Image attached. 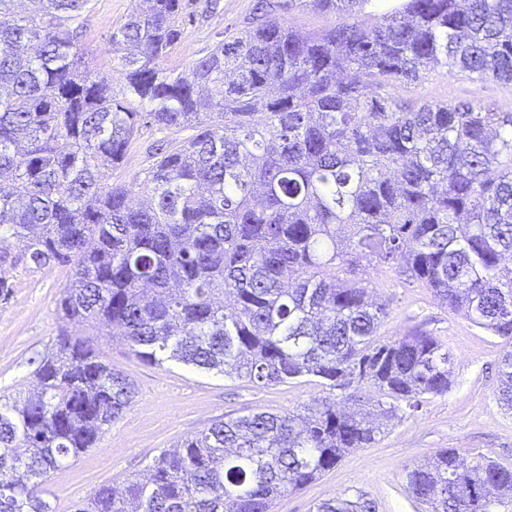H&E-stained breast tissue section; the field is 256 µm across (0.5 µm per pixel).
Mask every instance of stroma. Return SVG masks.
Wrapping results in <instances>:
<instances>
[{"label": "stroma", "mask_w": 512, "mask_h": 512, "mask_svg": "<svg viewBox=\"0 0 512 512\" xmlns=\"http://www.w3.org/2000/svg\"><path fill=\"white\" fill-rule=\"evenodd\" d=\"M257 0H220V9L184 22V38L165 58L169 69L188 67L227 30L252 16ZM138 0H92L83 21L82 40L93 52L92 69L121 92L127 71L109 42L114 27L135 11ZM403 98L429 101L467 99L497 110L512 109V87L495 81L476 83L464 74L434 71L422 83L399 86ZM162 134L142 128L129 145L122 164L109 181L132 186L143 180L152 159L150 148ZM373 292L388 301L389 315L378 330L381 340L424 329L452 355V383L447 394L425 399L418 409L389 426L377 443L350 451L303 490L278 498L273 512H312L320 501L365 492L376 512H426L404 489L406 468L442 448L460 457H493L512 466V411L497 400V363L505 339L479 327L462 314L440 306L430 288L410 283L389 268L371 270ZM69 280L61 265L12 268L8 298L0 297V397L15 398L33 391L35 357L55 351L61 332L94 335L92 327L63 321L60 293ZM104 361L131 378L136 397L124 415L105 426L96 445L50 473L49 500L55 512H74L101 485H121L144 473L162 450L201 431L217 420L254 411L285 413L322 398L316 382L257 388L243 379L205 373L181 364H147L120 340L94 336Z\"/></svg>", "instance_id": "35a3bbf8"}]
</instances>
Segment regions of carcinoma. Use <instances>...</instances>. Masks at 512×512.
Masks as SVG:
<instances>
[{
  "label": "carcinoma",
  "instance_id": "cac0c4a2",
  "mask_svg": "<svg viewBox=\"0 0 512 512\" xmlns=\"http://www.w3.org/2000/svg\"><path fill=\"white\" fill-rule=\"evenodd\" d=\"M0 0V265L70 267L59 310L139 359L255 386L317 379L337 400L216 421L145 475L75 512H271L448 392L452 358L414 331L382 341L388 304L358 277L388 266L512 346V111L403 99L436 69L512 85V0H312L339 21L302 33L261 14L187 69L161 62L187 0H140L112 30L121 94L89 67L91 0ZM168 142L139 189L107 184L142 127ZM497 396L512 410V349ZM0 401V512H53L46 477L136 397L94 340L64 335ZM381 399L357 406L363 386ZM432 512H512V467L445 448L405 470ZM315 512H375L358 492Z\"/></svg>",
  "mask_w": 512,
  "mask_h": 512
}]
</instances>
